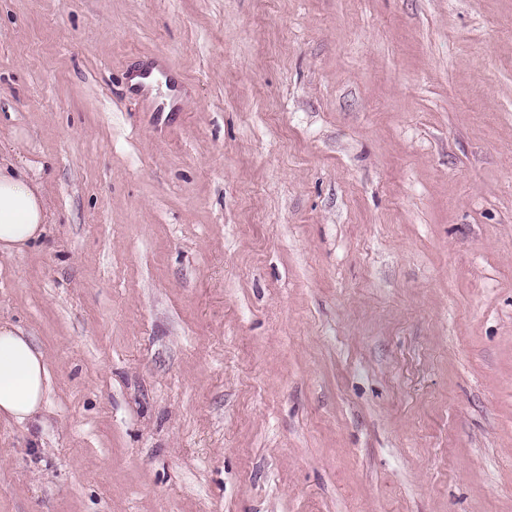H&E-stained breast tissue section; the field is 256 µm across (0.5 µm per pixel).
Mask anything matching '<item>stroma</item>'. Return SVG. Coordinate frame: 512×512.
Returning <instances> with one entry per match:
<instances>
[{
    "mask_svg": "<svg viewBox=\"0 0 512 512\" xmlns=\"http://www.w3.org/2000/svg\"><path fill=\"white\" fill-rule=\"evenodd\" d=\"M0 165V512H512V0H0ZM45 224L48 211L40 185L0 165V249L24 253L40 240ZM50 391L44 353L19 327L0 321V418L20 425L41 420Z\"/></svg>",
    "mask_w": 512,
    "mask_h": 512,
    "instance_id": "obj_1",
    "label": "stroma"
}]
</instances>
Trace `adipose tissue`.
Listing matches in <instances>:
<instances>
[{
	"label": "adipose tissue",
	"instance_id": "adipose-tissue-1",
	"mask_svg": "<svg viewBox=\"0 0 512 512\" xmlns=\"http://www.w3.org/2000/svg\"><path fill=\"white\" fill-rule=\"evenodd\" d=\"M48 222L39 184L0 166V249L22 253ZM51 391L43 352L21 329L0 321V418L28 425L43 418Z\"/></svg>",
	"mask_w": 512,
	"mask_h": 512
}]
</instances>
